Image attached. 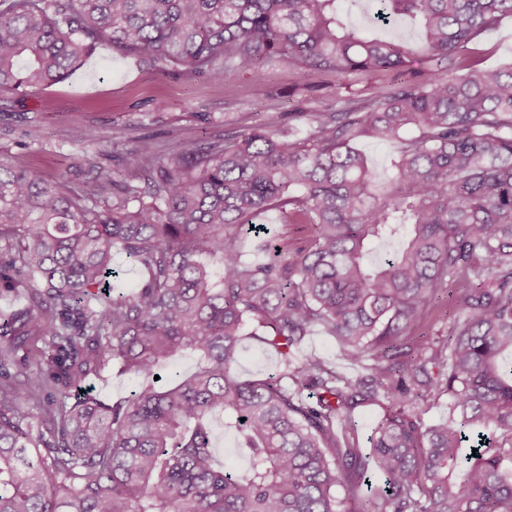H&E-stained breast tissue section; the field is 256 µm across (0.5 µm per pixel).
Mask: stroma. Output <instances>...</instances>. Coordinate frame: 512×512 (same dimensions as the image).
<instances>
[{
  "label": "stroma",
  "instance_id": "35a3bbf8",
  "mask_svg": "<svg viewBox=\"0 0 512 512\" xmlns=\"http://www.w3.org/2000/svg\"><path fill=\"white\" fill-rule=\"evenodd\" d=\"M478 48L482 67H511L512 16L503 17ZM372 90L364 80L340 83L281 62L268 65L260 80L246 68L220 82L198 75L164 76L103 44L61 83L24 95L0 94V156L34 166L53 179L76 156L94 159L99 147L113 145L112 130L118 126L126 127L131 138L193 145L201 112L216 135L223 134L228 121L254 124L268 113L287 112L296 134L303 137L310 131L307 113L335 111L341 100ZM86 132L95 135V142L83 140Z\"/></svg>",
  "mask_w": 512,
  "mask_h": 512
}]
</instances>
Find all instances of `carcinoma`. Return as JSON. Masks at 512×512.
Segmentation results:
<instances>
[{"label": "carcinoma", "mask_w": 512, "mask_h": 512, "mask_svg": "<svg viewBox=\"0 0 512 512\" xmlns=\"http://www.w3.org/2000/svg\"><path fill=\"white\" fill-rule=\"evenodd\" d=\"M342 2L0 0L1 93L61 82L103 41L167 76L283 61L374 83L305 113V138L272 112L52 181L0 158V297L22 299L0 308V512H343L369 468L383 485L352 512H512V68L471 59L512 0H372L375 23H419L416 48L365 35ZM363 137L400 140L381 181ZM269 210L306 245L261 236ZM248 235L265 261L245 260ZM377 243L397 248L375 262ZM450 285L448 328L415 343ZM317 326L359 373L295 360ZM246 335L277 373L238 376ZM183 350L197 371L159 386ZM114 364L142 382L109 404L86 384ZM442 395L448 417L425 425ZM361 404L383 409L367 461L346 441ZM218 414L242 473L215 460Z\"/></svg>", "instance_id": "obj_1"}]
</instances>
